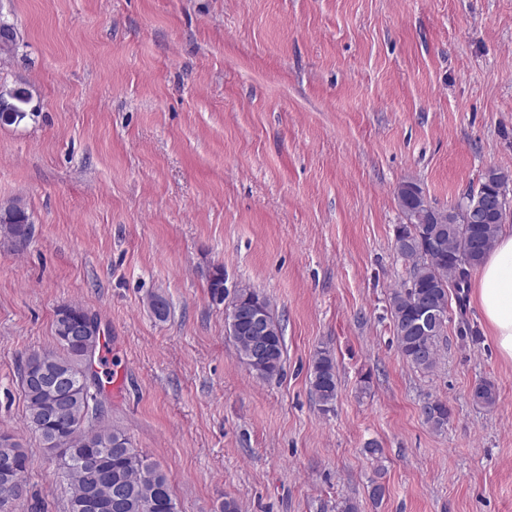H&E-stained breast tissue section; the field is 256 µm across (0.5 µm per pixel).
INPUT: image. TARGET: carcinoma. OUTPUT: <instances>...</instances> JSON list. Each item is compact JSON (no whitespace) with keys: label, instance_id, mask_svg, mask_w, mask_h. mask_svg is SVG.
Instances as JSON below:
<instances>
[{"label":"carcinoma","instance_id":"carcinoma-1","mask_svg":"<svg viewBox=\"0 0 512 512\" xmlns=\"http://www.w3.org/2000/svg\"><path fill=\"white\" fill-rule=\"evenodd\" d=\"M509 178L504 172L490 167L476 190H471L446 210L431 206L424 198L421 186L415 182L401 183L396 190L398 205L418 215L416 224H398L394 229L393 248L398 258L408 263V277L390 295V316L399 352L403 359L421 372L432 371L437 364L438 342L445 332L450 293L463 300L471 270L477 268L492 248L501 228L494 215L471 224L462 223L464 208L486 197L489 192H510ZM0 231L17 250L25 248L32 238L33 224L27 208L20 201L0 206ZM212 298L223 301L228 296L224 288V270L216 268L209 276ZM232 301L243 307L261 302L270 308L267 299L253 288H237ZM426 301L436 307L440 319L438 329L423 332L413 327L419 303ZM56 351L34 353L25 365L33 378L21 382L26 400L27 425L38 434L44 448L55 455L65 471L69 512L75 504L93 500L101 505L97 512H113L109 508L114 497L123 496L119 512H176L170 480L158 465L133 448L127 434L112 425H93L90 407L102 403L103 384L98 372L94 383L85 379L84 351L86 339L67 336V323L88 327L86 335L100 336L98 319L79 306L65 305L57 310ZM235 337L240 360L258 379L269 380L283 369L284 337L280 323L268 314L267 332L254 336L243 325H237ZM257 341L267 348L265 357L255 360L250 354L251 343ZM310 390L322 410L333 408L338 396L337 362L333 354L322 349L312 360ZM471 399L479 407L490 409L498 399L494 383L481 380L471 390ZM422 415L434 430L447 427L452 416L448 403L428 400ZM12 458L19 472L31 465L23 446L13 435L0 436V459Z\"/></svg>","mask_w":512,"mask_h":512}]
</instances>
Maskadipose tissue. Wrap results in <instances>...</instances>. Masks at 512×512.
<instances>
[{
  "instance_id": "ef3b65f1",
  "label": "adipose tissue",
  "mask_w": 512,
  "mask_h": 512,
  "mask_svg": "<svg viewBox=\"0 0 512 512\" xmlns=\"http://www.w3.org/2000/svg\"><path fill=\"white\" fill-rule=\"evenodd\" d=\"M472 288L501 357L512 361V229L499 232Z\"/></svg>"
}]
</instances>
